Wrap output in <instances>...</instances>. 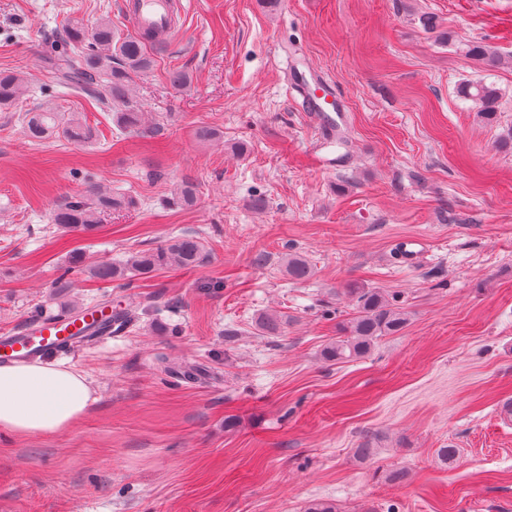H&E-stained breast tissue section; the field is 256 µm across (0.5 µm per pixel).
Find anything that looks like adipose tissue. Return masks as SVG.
<instances>
[{
    "label": "adipose tissue",
    "mask_w": 512,
    "mask_h": 512,
    "mask_svg": "<svg viewBox=\"0 0 512 512\" xmlns=\"http://www.w3.org/2000/svg\"><path fill=\"white\" fill-rule=\"evenodd\" d=\"M95 401L86 375L62 362L0 364V431L33 437L70 431Z\"/></svg>",
    "instance_id": "obj_1"
}]
</instances>
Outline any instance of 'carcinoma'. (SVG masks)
I'll return each mask as SVG.
<instances>
[{"instance_id":"cac0c4a2","label":"carcinoma","mask_w":512,"mask_h":512,"mask_svg":"<svg viewBox=\"0 0 512 512\" xmlns=\"http://www.w3.org/2000/svg\"><path fill=\"white\" fill-rule=\"evenodd\" d=\"M66 36L73 56L64 64L49 59V63L58 70L59 82L88 91L97 80H105L116 125L123 130L149 132V128L142 125V113L136 110L131 97L136 80L154 65L148 51L149 37L117 36L112 31V23L106 18L91 28L73 20L67 26ZM466 54L489 69L500 64L495 47L486 43L468 45ZM26 89L27 81L23 74L0 72V107L10 109L19 105ZM457 93L462 99L475 102L485 119L495 118L499 90L494 83L483 78L465 80L458 85ZM22 121L26 136L33 141L55 136L86 143L93 138L92 128L76 112L54 109L25 112ZM132 204V199L93 184L85 196L62 203L54 211L52 222L63 233L93 231L100 227L102 214L128 208ZM203 258L204 244L200 238L182 235L156 249L133 253L122 263L93 262L87 264V268L94 278L115 280L130 273L148 275L169 265L193 268ZM284 267L288 276L296 281L306 280L312 275L307 261L297 254L286 256ZM352 293L356 299L354 316L343 325L341 335L322 349V358L328 362L365 357L382 337L396 334L408 324L407 312L391 304L383 292L354 288ZM284 325L285 322L276 314L263 313L255 322V330L260 336H280L284 333ZM165 373L185 382L195 381L198 377L197 368L191 365L167 366Z\"/></svg>"}]
</instances>
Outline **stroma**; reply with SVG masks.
Instances as JSON below:
<instances>
[{"label":"stroma","mask_w":512,"mask_h":512,"mask_svg":"<svg viewBox=\"0 0 512 512\" xmlns=\"http://www.w3.org/2000/svg\"><path fill=\"white\" fill-rule=\"evenodd\" d=\"M180 2L134 87L144 138L117 127L103 86L70 90L43 63L70 55L71 18L130 32L117 0H0V70L31 78L0 109V332L42 312L137 313L62 354L98 391L73 430L0 435V512H512V148L498 145L512 64L488 74L465 53L486 41L512 57V0ZM301 74L332 88L347 145L308 117ZM485 76L503 93L491 124L457 94ZM43 107L81 113L94 141L30 140L21 115ZM203 125L220 140L198 139ZM326 152L336 166L316 168ZM93 182L136 207L61 234L54 210ZM187 182L189 208L175 198ZM186 233L206 246L194 268L99 280L72 262ZM416 237L426 250L408 266L398 251ZM292 252L308 280H289ZM351 287L386 292L409 324L363 359L324 361ZM267 311L285 335H257ZM162 356L196 382L168 377Z\"/></svg>","instance_id":"35a3bbf8"}]
</instances>
